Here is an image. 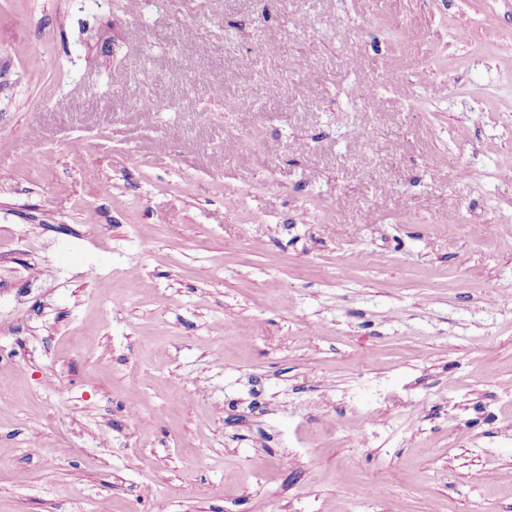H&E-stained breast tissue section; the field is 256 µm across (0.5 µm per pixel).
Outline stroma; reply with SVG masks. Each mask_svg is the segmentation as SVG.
I'll return each mask as SVG.
<instances>
[{"label":"stroma","instance_id":"stroma-1","mask_svg":"<svg viewBox=\"0 0 512 512\" xmlns=\"http://www.w3.org/2000/svg\"><path fill=\"white\" fill-rule=\"evenodd\" d=\"M509 169L512 0H0V512H512Z\"/></svg>","mask_w":512,"mask_h":512}]
</instances>
